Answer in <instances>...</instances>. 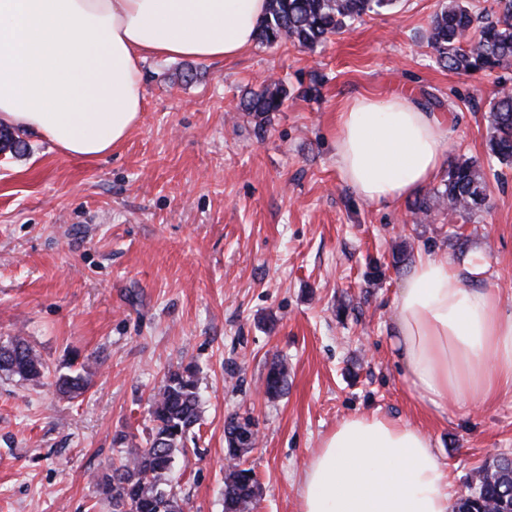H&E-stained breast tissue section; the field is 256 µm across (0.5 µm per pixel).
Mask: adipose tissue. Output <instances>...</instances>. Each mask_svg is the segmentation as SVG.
<instances>
[{
	"label": "adipose tissue",
	"mask_w": 512,
	"mask_h": 512,
	"mask_svg": "<svg viewBox=\"0 0 512 512\" xmlns=\"http://www.w3.org/2000/svg\"><path fill=\"white\" fill-rule=\"evenodd\" d=\"M266 0H0V121L61 154L108 155L145 107L147 58L221 60L252 47ZM447 132L415 101L356 98L336 163L357 197L389 205L440 174ZM482 266L422 255L394 300L392 345L428 408L512 394V310L471 288ZM298 512H452L429 437L379 414L341 420L305 469Z\"/></svg>",
	"instance_id": "ef3b65f1"
}]
</instances>
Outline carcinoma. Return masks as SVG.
I'll return each mask as SVG.
<instances>
[{
	"mask_svg": "<svg viewBox=\"0 0 512 512\" xmlns=\"http://www.w3.org/2000/svg\"><path fill=\"white\" fill-rule=\"evenodd\" d=\"M396 0H268L267 12L258 25L257 41L276 43L290 40L301 47H313L338 34L363 16L390 9ZM496 18L479 26V37L471 39L474 18L464 0H450L448 7L431 20L428 46L437 63L457 73L493 72L512 66V0H495ZM288 92L275 82L250 94L241 102L246 112L262 121L281 111ZM491 135L489 148L500 164L512 166V92H500L489 105ZM486 176L474 161L452 163L444 189L417 198L411 207L416 216H427L444 204L448 210L470 213L486 202ZM0 371L23 380L44 374V364L20 338L0 343ZM59 393L75 398L89 387L81 374L61 375L55 381ZM288 387L285 361L267 364L266 396L276 399ZM201 397L191 369L171 371L149 404L151 433L142 448H125L126 436L113 437L117 462L112 473L99 481L110 500L112 512H184L178 500L164 488L175 453L186 432L199 419ZM249 415L234 414L224 427L226 456L234 461L253 443H245L234 430L249 426ZM485 476L469 480L467 493L455 504V512H512V460L502 456L480 467ZM252 469L234 465L224 476V512H252L258 482Z\"/></svg>",
	"mask_w": 512,
	"mask_h": 512,
	"instance_id": "carcinoma-1",
	"label": "carcinoma"
}]
</instances>
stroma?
Here are the masks:
<instances>
[{"label":"stroma","instance_id":"stroma-1","mask_svg":"<svg viewBox=\"0 0 512 512\" xmlns=\"http://www.w3.org/2000/svg\"><path fill=\"white\" fill-rule=\"evenodd\" d=\"M447 3L397 0L312 48L147 59L141 122L110 155L69 157L27 132L0 154V342L24 338L47 368L30 381L0 372V512H112L98 481L113 437L144 447L150 395L188 366L200 420L169 475L185 512H224L235 413L258 430L243 458L253 512H296L322 439L357 413L423 431L454 499L488 458L512 457V394L437 415L392 348L394 296L419 254L485 264L476 287L512 308V166L488 147L489 101L512 68H440L428 37ZM274 82L289 97L258 123L240 101ZM405 91L447 128V162L484 170L486 208L417 219L409 200L371 204L342 180L343 104ZM276 356L288 389L270 400ZM78 372L87 391L57 396L55 378ZM288 387V367L284 360L273 359L267 364L264 379L266 396L276 399L283 395ZM253 422V419L250 415H240L234 414L231 415L225 424L224 427V435L225 441L227 444V452L226 456L231 461L236 460L239 456H243L249 448H252L256 442L254 439L250 443H244L238 436L234 434V430L237 428H244L249 426Z\"/></svg>","mask_w":512,"mask_h":512}]
</instances>
